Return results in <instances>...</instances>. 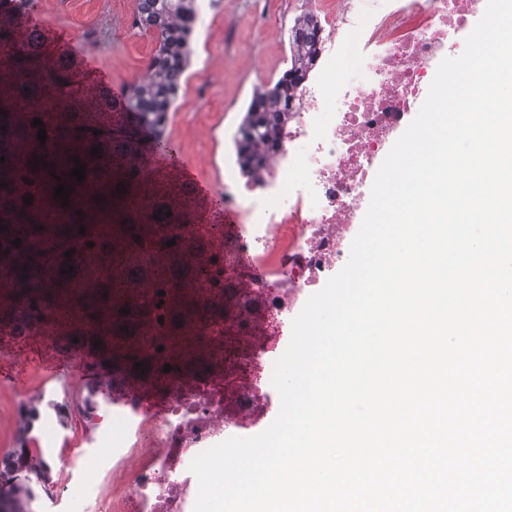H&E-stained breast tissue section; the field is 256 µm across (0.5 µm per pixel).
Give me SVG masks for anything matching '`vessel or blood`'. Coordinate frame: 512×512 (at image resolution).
<instances>
[{"label":"vessel or blood","instance_id":"vessel-or-blood-1","mask_svg":"<svg viewBox=\"0 0 512 512\" xmlns=\"http://www.w3.org/2000/svg\"><path fill=\"white\" fill-rule=\"evenodd\" d=\"M30 25L43 29L49 43L60 52L78 58L86 80L95 83H110V75L101 69L95 58L83 54L73 35L65 28L45 24L40 15L29 18ZM164 169L177 173L182 180L194 182L196 196L201 205L207 208L215 205V189L212 184L195 182L192 170L172 153L162 160ZM42 386L37 396H30V387L25 381L19 365L12 360L0 363V386L24 396L25 402L13 411L17 426L16 444L23 447L30 442L36 424L42 416H52L62 433L63 447H70L71 440L66 433L70 428V408L77 405L84 396V387L91 385L93 375L85 366L74 360H65L52 354L50 350H42Z\"/></svg>","mask_w":512,"mask_h":512}]
</instances>
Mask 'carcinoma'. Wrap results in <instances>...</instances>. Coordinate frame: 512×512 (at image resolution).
Here are the masks:
<instances>
[{"label": "carcinoma", "mask_w": 512, "mask_h": 512, "mask_svg": "<svg viewBox=\"0 0 512 512\" xmlns=\"http://www.w3.org/2000/svg\"><path fill=\"white\" fill-rule=\"evenodd\" d=\"M32 2L0 0V9L18 16L17 22L0 25V70L17 73L35 88L27 93L0 83V158H5L0 162V280L11 285L0 298V322L26 336L48 321L58 322L65 300H72L92 342L116 355L124 370L156 380L161 366L153 353L141 349V328L152 330V349L162 345L182 354L199 343L200 332L212 342L224 338L218 328L220 314H212L201 326L170 305L171 288L185 289L191 280L205 277L212 287H224V257L214 255L207 264L195 265L174 224L138 216L135 210L139 180L132 159L143 152L141 131L150 129L160 137L167 125L190 64L198 0H139L135 25L155 31L159 41L149 78L132 83L120 100L105 90L106 106L93 114L80 111L83 102L72 71L54 65L45 42L38 53L28 51L25 33L43 37L35 27L22 28ZM313 23L309 13L295 20L287 72L273 87L255 90L249 101L235 138L246 174L257 167L252 145L266 135L265 112L286 104L290 87L313 67V42L297 40L300 30ZM35 118L46 130L43 145L37 140L39 128L32 125ZM95 130L101 134L93 135ZM97 145L100 150L94 155L91 148ZM76 157L85 168L80 183L71 177ZM36 158L41 161L37 166ZM60 183L72 189L66 207L54 197ZM29 196L33 201L27 206L23 198ZM17 238L22 243L15 244ZM172 240L176 244L167 246ZM89 242L94 246H87ZM69 250L71 256H64ZM70 265L73 272L61 274ZM24 273L28 278H22ZM144 280L149 291L140 301H124L128 290ZM160 290L164 295H157ZM137 363L144 368H135ZM23 466L25 473L12 477V500L0 499V512H38L31 495L38 462L29 458Z\"/></svg>", "instance_id": "1"}]
</instances>
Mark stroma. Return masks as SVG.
<instances>
[{"mask_svg": "<svg viewBox=\"0 0 512 512\" xmlns=\"http://www.w3.org/2000/svg\"><path fill=\"white\" fill-rule=\"evenodd\" d=\"M138 0H36L34 10L69 29L89 53L126 85L143 78L159 43L134 27ZM205 27L196 28L193 55L164 136L199 177L220 182L224 156L255 88L272 87L287 66V34L311 0H201ZM268 20L261 36L255 16Z\"/></svg>", "mask_w": 512, "mask_h": 512, "instance_id": "obj_1", "label": "stroma"}]
</instances>
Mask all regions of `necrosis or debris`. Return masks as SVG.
Returning <instances> with one entry per match:
<instances>
[{"label":"necrosis or debris","instance_id":"obj_1","mask_svg":"<svg viewBox=\"0 0 512 512\" xmlns=\"http://www.w3.org/2000/svg\"><path fill=\"white\" fill-rule=\"evenodd\" d=\"M483 0H330L314 32L318 68L294 87L286 118L254 145L260 160L242 175L224 159L216 205L235 218L211 225L224 252V286L200 281L190 299L223 306L238 346L218 344L204 374L188 371L137 385L121 401L95 397L93 430L59 455L36 449L47 477L42 512H77L76 488L94 477L95 512H193V459L214 444L244 437L280 400L271 383L278 341L312 289L348 256L341 247L366 184L390 136L411 120L435 60L453 35L469 31ZM0 339L25 369L36 342L67 360L95 366L92 345L53 331Z\"/></svg>","mask_w":512,"mask_h":512}]
</instances>
